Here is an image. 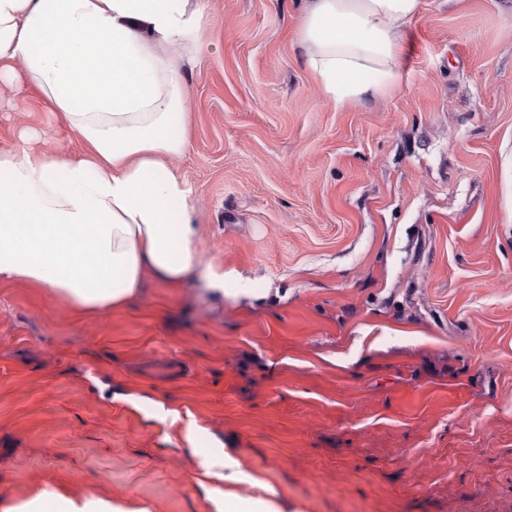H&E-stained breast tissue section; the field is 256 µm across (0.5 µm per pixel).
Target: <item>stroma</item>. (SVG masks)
I'll use <instances>...</instances> for the list:
<instances>
[{"mask_svg": "<svg viewBox=\"0 0 512 512\" xmlns=\"http://www.w3.org/2000/svg\"><path fill=\"white\" fill-rule=\"evenodd\" d=\"M203 5L175 168L225 289L150 277L81 312L0 280V503L512 512V0H423L400 84L342 109L301 0ZM26 130L81 149L30 80L0 83V150ZM204 465L207 475L224 482L235 483L243 478V473L238 469L236 461L227 456H212L205 460ZM2 512H125L111 501L97 498H74L45 489L21 503L10 504ZM225 512H280L272 500L249 501L224 493Z\"/></svg>", "mask_w": 512, "mask_h": 512, "instance_id": "1", "label": "stroma"}]
</instances>
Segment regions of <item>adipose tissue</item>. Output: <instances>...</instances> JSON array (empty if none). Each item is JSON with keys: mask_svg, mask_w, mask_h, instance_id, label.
I'll return each instance as SVG.
<instances>
[{"mask_svg": "<svg viewBox=\"0 0 512 512\" xmlns=\"http://www.w3.org/2000/svg\"><path fill=\"white\" fill-rule=\"evenodd\" d=\"M421 0H305L298 43L325 98L376 100L402 78L406 26ZM202 0H0V79L22 63L83 147L58 159L0 151V280L33 283L79 310L203 271L186 150L188 50ZM0 512H123L111 501L46 489Z\"/></svg>", "mask_w": 512, "mask_h": 512, "instance_id": "adipose-tissue-1", "label": "adipose tissue"}]
</instances>
